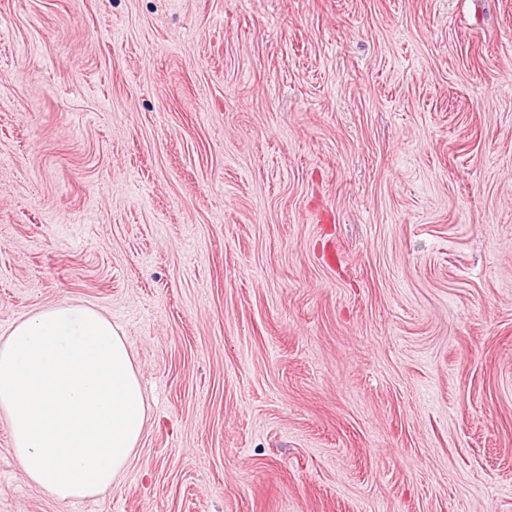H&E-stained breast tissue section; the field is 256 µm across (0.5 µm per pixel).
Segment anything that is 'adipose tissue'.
<instances>
[{
    "mask_svg": "<svg viewBox=\"0 0 512 512\" xmlns=\"http://www.w3.org/2000/svg\"><path fill=\"white\" fill-rule=\"evenodd\" d=\"M0 410L25 477L61 501L111 487L147 423L126 336L69 302L37 309L0 343Z\"/></svg>",
    "mask_w": 512,
    "mask_h": 512,
    "instance_id": "adipose-tissue-1",
    "label": "adipose tissue"
}]
</instances>
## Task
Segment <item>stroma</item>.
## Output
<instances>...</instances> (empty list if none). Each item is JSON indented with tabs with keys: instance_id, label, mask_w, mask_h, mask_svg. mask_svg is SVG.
Returning <instances> with one entry per match:
<instances>
[{
	"instance_id": "stroma-1",
	"label": "stroma",
	"mask_w": 512,
	"mask_h": 512,
	"mask_svg": "<svg viewBox=\"0 0 512 512\" xmlns=\"http://www.w3.org/2000/svg\"><path fill=\"white\" fill-rule=\"evenodd\" d=\"M60 301L146 430L59 501L0 411V512H512V0H0V341Z\"/></svg>"
}]
</instances>
